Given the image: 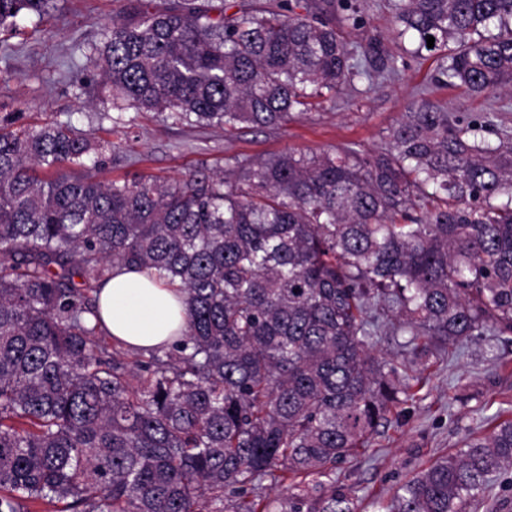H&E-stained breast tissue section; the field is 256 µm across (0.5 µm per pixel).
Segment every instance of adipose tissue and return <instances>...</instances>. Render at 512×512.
<instances>
[{
    "mask_svg": "<svg viewBox=\"0 0 512 512\" xmlns=\"http://www.w3.org/2000/svg\"><path fill=\"white\" fill-rule=\"evenodd\" d=\"M99 311L110 334L134 347L161 346L186 326V306L179 292L124 266L115 267L103 285Z\"/></svg>",
    "mask_w": 512,
    "mask_h": 512,
    "instance_id": "obj_1",
    "label": "adipose tissue"
}]
</instances>
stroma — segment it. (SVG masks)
Masks as SVG:
<instances>
[{
    "label": "stroma",
    "instance_id": "1",
    "mask_svg": "<svg viewBox=\"0 0 512 512\" xmlns=\"http://www.w3.org/2000/svg\"><path fill=\"white\" fill-rule=\"evenodd\" d=\"M358 3L361 26L343 33L350 51L356 55L377 43L396 57V74L315 99L311 110L279 128L227 132L175 124L156 112L113 110L86 57L104 42L108 23L124 15L128 0H58L50 16L23 20L16 33H0V118L9 115L15 124L31 126L68 122L111 142L100 177L117 181L146 175L177 179L203 162L221 170L230 157L253 160L287 150L378 152L407 107L422 99L453 121L492 117L489 140H496L499 128L512 129V95L476 98L444 84L435 54L405 53L392 22L393 0ZM423 376L425 386L408 402L406 418L375 436L365 457L341 467L356 490L357 512H375V500L390 501L396 486L455 451L466 433L512 414V335L469 343L453 358L440 356Z\"/></svg>",
    "mask_w": 512,
    "mask_h": 512
}]
</instances>
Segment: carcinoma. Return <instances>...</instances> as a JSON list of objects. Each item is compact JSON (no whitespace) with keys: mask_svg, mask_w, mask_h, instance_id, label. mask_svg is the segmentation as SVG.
<instances>
[{"mask_svg":"<svg viewBox=\"0 0 512 512\" xmlns=\"http://www.w3.org/2000/svg\"><path fill=\"white\" fill-rule=\"evenodd\" d=\"M56 0H0V30ZM438 71L512 92V0H394ZM356 0H133L87 65L112 107L279 127L374 75ZM493 37L481 36L490 26ZM414 103L374 154L287 151L176 180L103 182L107 142L0 125V512H355L336 465L423 387L445 347L512 334V132ZM501 196L504 203H497ZM118 265L177 289L186 328L102 344ZM82 279L81 286L72 276ZM400 358L375 351L388 323ZM512 480V418L468 435L384 512H463Z\"/></svg>","mask_w":512,"mask_h":512,"instance_id":"cac0c4a2","label":"carcinoma"}]
</instances>
